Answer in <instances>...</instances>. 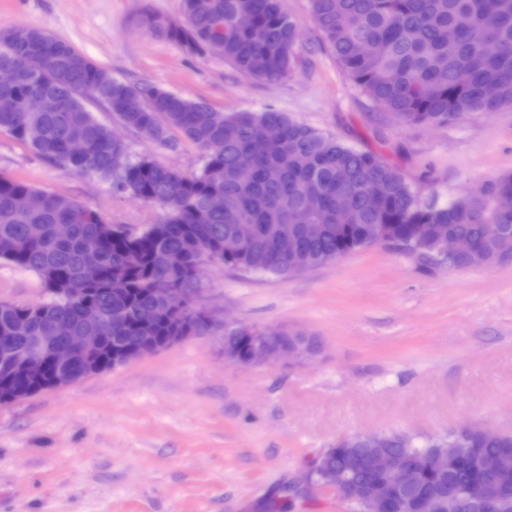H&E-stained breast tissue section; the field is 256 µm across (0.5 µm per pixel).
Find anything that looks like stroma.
<instances>
[{
  "mask_svg": "<svg viewBox=\"0 0 512 512\" xmlns=\"http://www.w3.org/2000/svg\"><path fill=\"white\" fill-rule=\"evenodd\" d=\"M284 4L299 43L278 83L151 36L137 0H0V30H43L115 79L220 111L286 112L375 151L428 199L512 174V108L399 126L337 66L308 0ZM88 108L124 138L131 159L202 167V152L180 133L153 144L100 103ZM0 175L133 232L161 215L107 182L63 173L4 130ZM199 286L214 317L204 333L0 406V512H267L269 497L349 434L433 437L465 422L512 434V261L452 272L374 245L287 278L209 264ZM45 298L34 273L0 263V301ZM228 318L309 332L321 352L303 363L230 364Z\"/></svg>",
  "mask_w": 512,
  "mask_h": 512,
  "instance_id": "stroma-1",
  "label": "stroma"
}]
</instances>
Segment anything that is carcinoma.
Here are the masks:
<instances>
[{
  "label": "carcinoma",
  "instance_id": "cac0c4a2",
  "mask_svg": "<svg viewBox=\"0 0 512 512\" xmlns=\"http://www.w3.org/2000/svg\"><path fill=\"white\" fill-rule=\"evenodd\" d=\"M314 22L340 69L402 126L448 124L459 114H491L512 107V0H309ZM183 19L173 21L147 8L139 21L149 33L197 56L219 55L241 73L268 83L288 77L296 63L298 34L283 0H182ZM494 41L491 57L484 43ZM18 73L0 97L17 103L31 94L53 99L54 112H0V129L30 145L65 173L96 177L112 189L162 209L161 218L138 233L106 223L100 213L67 197L0 177V262L33 272L48 299L17 305L0 301V349H30L48 324L65 316L81 324L88 304L98 307L111 336L98 356L102 369L139 344L150 329L151 349L172 336H190L205 326L189 289L196 287L197 262L258 271L282 278L369 247L371 227L386 226L395 248L426 265L439 262L438 235L469 239L494 253L512 244V209L500 200L512 175L488 183L479 200L460 192L441 203L425 199L392 166L370 150H357L275 109L217 111L153 84H128L89 62L68 43L41 30L19 26L0 31V66ZM496 88L493 98L487 87ZM95 100L124 126L156 144L179 131L205 154L192 173L145 155L129 161L128 146L112 138L86 107ZM276 126L280 137L262 136ZM81 141L77 155L71 144ZM251 157L243 167L238 159ZM382 187L372 207L366 186ZM224 196V208L209 207ZM307 207V229L291 226V212ZM70 225L68 237L55 226ZM236 224L255 225L253 240L233 247ZM41 234L30 236L32 226ZM296 242L283 259L273 251L282 234ZM244 338L224 329V348L243 352ZM28 383L0 357V405ZM389 450L428 454L448 443L466 449L462 461L440 470L426 465L416 484L397 497L396 512H415L422 497L432 512H444L445 495L468 491L461 512H481L478 464L496 461L492 484L501 512H512V434L486 438L453 429L447 436L416 437L400 431L379 434ZM361 447L349 435L325 449L323 465H344Z\"/></svg>",
  "mask_w": 512,
  "mask_h": 512
}]
</instances>
